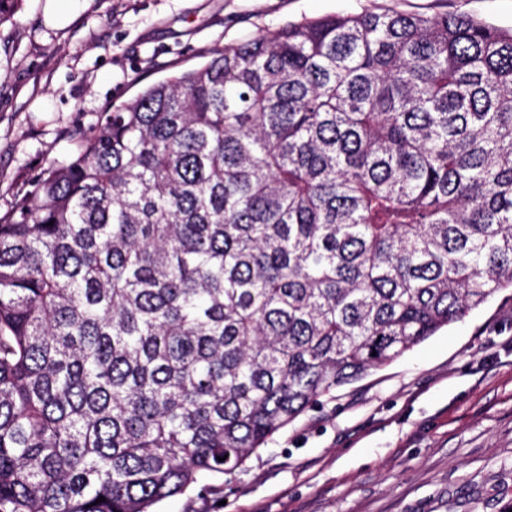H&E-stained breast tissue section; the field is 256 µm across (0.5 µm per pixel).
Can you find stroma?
I'll return each mask as SVG.
<instances>
[{
    "label": "stroma",
    "mask_w": 512,
    "mask_h": 512,
    "mask_svg": "<svg viewBox=\"0 0 512 512\" xmlns=\"http://www.w3.org/2000/svg\"><path fill=\"white\" fill-rule=\"evenodd\" d=\"M383 10L512 27V0H86L55 29L21 0L0 24V211L144 85L290 22ZM154 512H512V291L322 398L223 491Z\"/></svg>",
    "instance_id": "obj_1"
}]
</instances>
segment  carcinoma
<instances>
[{
    "mask_svg": "<svg viewBox=\"0 0 512 512\" xmlns=\"http://www.w3.org/2000/svg\"><path fill=\"white\" fill-rule=\"evenodd\" d=\"M509 288L512 29L214 50L0 213V512H152Z\"/></svg>",
    "mask_w": 512,
    "mask_h": 512,
    "instance_id": "carcinoma-1",
    "label": "carcinoma"
}]
</instances>
